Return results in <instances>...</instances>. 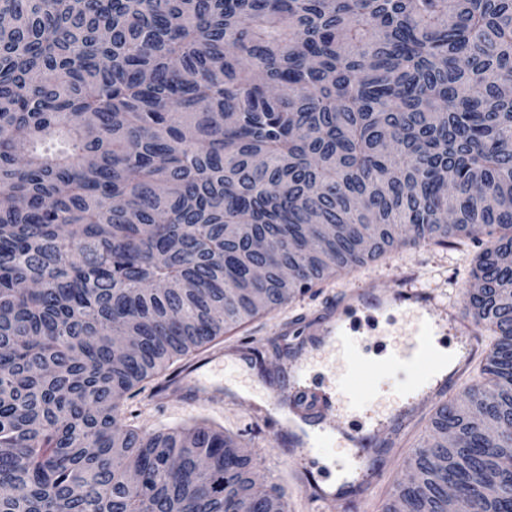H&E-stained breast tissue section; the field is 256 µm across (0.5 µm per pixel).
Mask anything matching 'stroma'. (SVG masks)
I'll use <instances>...</instances> for the list:
<instances>
[{
  "instance_id": "35a3bbf8",
  "label": "stroma",
  "mask_w": 512,
  "mask_h": 512,
  "mask_svg": "<svg viewBox=\"0 0 512 512\" xmlns=\"http://www.w3.org/2000/svg\"><path fill=\"white\" fill-rule=\"evenodd\" d=\"M493 243L484 236L464 241L458 246L406 245L386 254L368 266L328 279L304 290L276 311L247 320L224 334L207 348L173 364L162 374L143 382L141 388L126 396V416L135 425L153 432L205 418L226 432L253 446L257 454L256 477L263 486H279L289 505V512H316L309 493L297 481L288 461L286 448L278 447L277 415L250 418L247 402L262 403L271 388L286 385L288 378L279 366L280 341L277 326L312 315L326 301L345 289L359 285L386 286L400 271H414L421 286L435 289L448 303L464 313H471L472 271L480 255ZM401 323L400 314L387 319L374 315L356 316L355 324L363 341L364 352L386 354L391 343L390 330ZM253 352V360L243 365L211 362V354L224 351ZM197 365V375L207 397L188 406L183 400L157 401L155 393L183 368ZM432 410H425L404 437L400 450L386 463L384 477L361 512H382L396 487L408 483L413 469L411 459L431 439Z\"/></svg>"
}]
</instances>
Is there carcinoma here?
Returning <instances> with one entry per match:
<instances>
[{
	"label": "carcinoma",
	"instance_id": "cac0c4a2",
	"mask_svg": "<svg viewBox=\"0 0 512 512\" xmlns=\"http://www.w3.org/2000/svg\"><path fill=\"white\" fill-rule=\"evenodd\" d=\"M0 18V512H286L224 431L147 432L125 396L394 247L480 235L492 388L437 408L439 465L417 454L394 498L512 492V0H0Z\"/></svg>",
	"mask_w": 512,
	"mask_h": 512
}]
</instances>
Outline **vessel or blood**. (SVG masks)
Segmentation results:
<instances>
[{"instance_id": "vessel-or-blood-1", "label": "vessel or blood", "mask_w": 512, "mask_h": 512, "mask_svg": "<svg viewBox=\"0 0 512 512\" xmlns=\"http://www.w3.org/2000/svg\"><path fill=\"white\" fill-rule=\"evenodd\" d=\"M401 313L405 325L386 363L365 361L351 345L347 318L360 310ZM293 344L288 355V390L276 392L269 409L287 407L288 445L292 461L302 476H309V443L306 429L317 432L318 445L339 448L336 467L343 474L341 485H312L318 507L343 501L357 504L373 491L381 476L380 462L398 448L409 427L436 398L450 395L482 349L479 325L432 292L401 277L398 286L376 290L355 287L342 291L313 317L282 328ZM451 336L461 354L447 376L436 377L430 369L429 339ZM334 360L335 382L309 389L306 375L315 360ZM405 369L411 377L401 396L381 390L387 372Z\"/></svg>"}]
</instances>
